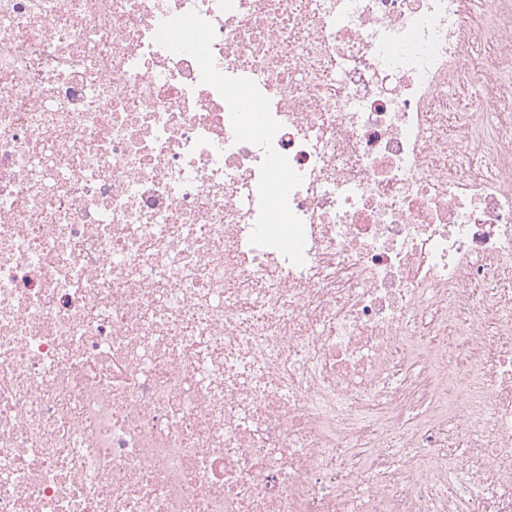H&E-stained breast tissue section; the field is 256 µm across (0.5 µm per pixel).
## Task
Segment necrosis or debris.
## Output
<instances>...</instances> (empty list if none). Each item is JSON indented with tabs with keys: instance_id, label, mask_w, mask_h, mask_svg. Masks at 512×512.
Segmentation results:
<instances>
[{
	"instance_id": "4bbe7bcc",
	"label": "necrosis or debris",
	"mask_w": 512,
	"mask_h": 512,
	"mask_svg": "<svg viewBox=\"0 0 512 512\" xmlns=\"http://www.w3.org/2000/svg\"><path fill=\"white\" fill-rule=\"evenodd\" d=\"M0 512H512V0H0Z\"/></svg>"
}]
</instances>
